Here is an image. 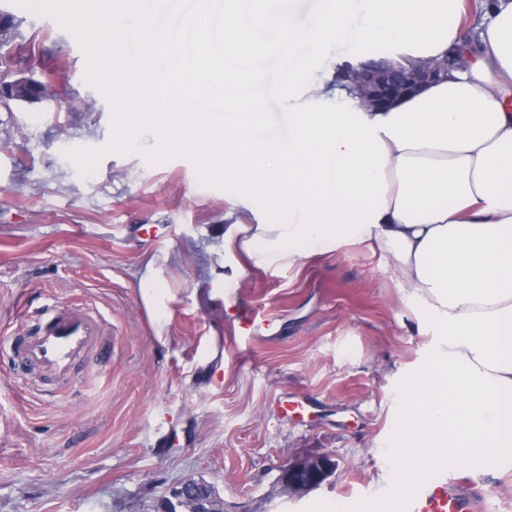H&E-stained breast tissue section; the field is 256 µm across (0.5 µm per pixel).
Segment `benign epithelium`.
<instances>
[{"label": "benign epithelium", "instance_id": "obj_1", "mask_svg": "<svg viewBox=\"0 0 512 512\" xmlns=\"http://www.w3.org/2000/svg\"><path fill=\"white\" fill-rule=\"evenodd\" d=\"M447 71L443 63L395 68L391 61L362 67L356 72V84L364 101L377 110L419 86L434 81ZM336 470L327 456L288 463L279 469L277 492L284 497H301L321 486ZM165 512H224V500L214 486L202 479L187 478L163 497Z\"/></svg>", "mask_w": 512, "mask_h": 512}]
</instances>
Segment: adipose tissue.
<instances>
[{
  "label": "adipose tissue",
  "mask_w": 512,
  "mask_h": 512,
  "mask_svg": "<svg viewBox=\"0 0 512 512\" xmlns=\"http://www.w3.org/2000/svg\"><path fill=\"white\" fill-rule=\"evenodd\" d=\"M289 0H254L253 28L290 48L280 59L288 141H243L228 124L213 136L181 102L221 88L248 91L241 114L259 110L252 68L216 76L212 56L182 68L166 33L141 27L153 51L119 73L131 127L161 121L172 144L204 149L226 180L264 205L260 224H232L224 246L292 263L338 241L379 250L407 301L439 335L423 366L394 398L397 425L380 441L390 496L427 460L454 454L512 460V0H485L473 42L461 32L465 0H324L299 21ZM359 52L444 57L464 69L380 112L343 90L319 92L309 75L340 42Z\"/></svg>",
  "instance_id": "adipose-tissue-1"
}]
</instances>
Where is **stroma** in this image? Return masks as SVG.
Listing matches in <instances>:
<instances>
[{
	"mask_svg": "<svg viewBox=\"0 0 512 512\" xmlns=\"http://www.w3.org/2000/svg\"><path fill=\"white\" fill-rule=\"evenodd\" d=\"M0 9L29 47L0 79L49 73L60 94L0 106V334L38 331L50 304L83 308L112 354L107 369L90 356L65 376L0 355V512H153L189 476L228 512H369L393 395L436 336L381 254L343 243L288 267L225 251L232 182L148 126L128 148L121 113L84 74L94 52L114 82L121 34L77 36L35 0ZM281 51L252 60L262 109L248 137L291 133ZM148 269L166 289L161 319L140 297ZM234 304L276 318L279 335L243 346ZM288 396L312 398L302 424L282 421ZM319 455L337 463L327 481L270 499L282 465ZM465 469L493 512H512V467L487 456Z\"/></svg>",
	"mask_w": 512,
	"mask_h": 512,
	"instance_id": "obj_1",
	"label": "stroma"
}]
</instances>
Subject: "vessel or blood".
<instances>
[{
  "mask_svg": "<svg viewBox=\"0 0 512 512\" xmlns=\"http://www.w3.org/2000/svg\"><path fill=\"white\" fill-rule=\"evenodd\" d=\"M239 338L251 343L271 329V321L256 309L231 306ZM43 331L17 338L0 336V345L14 347L30 365L55 373H68L73 364L93 346L99 321L82 311H49ZM455 459L444 456L433 462L428 476L410 488L404 503L394 498L380 500L377 512H489L485 494L469 478L460 475Z\"/></svg>",
  "mask_w": 512,
  "mask_h": 512,
  "instance_id": "1",
  "label": "vessel or blood"
}]
</instances>
